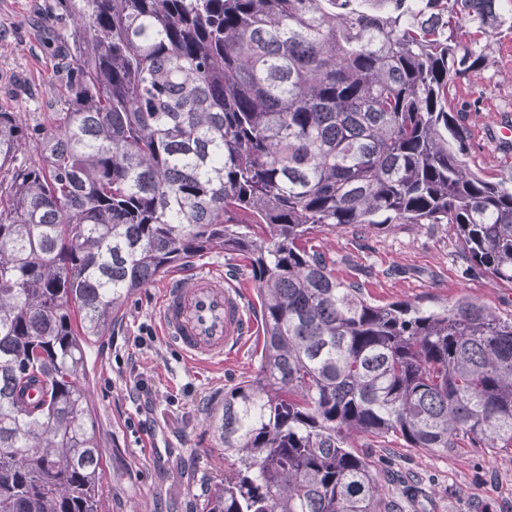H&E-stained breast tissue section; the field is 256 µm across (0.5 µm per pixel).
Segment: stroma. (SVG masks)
<instances>
[{"label": "stroma", "mask_w": 512, "mask_h": 512, "mask_svg": "<svg viewBox=\"0 0 512 512\" xmlns=\"http://www.w3.org/2000/svg\"><path fill=\"white\" fill-rule=\"evenodd\" d=\"M48 0H0V110L46 122L61 83L55 54L63 29L45 12ZM457 109L470 127V159L487 179L512 180V159L484 138L487 127L512 124V35L498 38L484 66L466 77ZM315 244L336 276L359 283L378 304L404 302L425 311L465 298L512 317V283L472 268L447 224H402L377 230L355 224L318 233ZM180 273L217 272L245 290L251 314L259 305L244 259L213 249L180 265ZM161 281L137 290L111 330L88 351L96 433L105 450L101 472L106 512H199L202 492L235 458L208 430V414L257 364L261 335L223 364L192 363L160 334ZM152 339L137 344V336ZM149 393L133 400L138 383ZM381 471L415 480L420 493L403 512H512V456L483 448L447 454L357 438Z\"/></svg>", "instance_id": "obj_1"}]
</instances>
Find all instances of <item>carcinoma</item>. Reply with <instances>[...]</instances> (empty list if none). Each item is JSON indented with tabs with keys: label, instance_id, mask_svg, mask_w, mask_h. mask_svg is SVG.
<instances>
[{
	"label": "carcinoma",
	"instance_id": "cac0c4a2",
	"mask_svg": "<svg viewBox=\"0 0 512 512\" xmlns=\"http://www.w3.org/2000/svg\"><path fill=\"white\" fill-rule=\"evenodd\" d=\"M74 26L46 124L0 111V512H105L87 349L219 247L262 313L209 416L237 466L201 512H398L355 437L512 453V318L339 280L313 236L449 224L512 282V184L449 93L512 34L498 0H52Z\"/></svg>",
	"mask_w": 512,
	"mask_h": 512
}]
</instances>
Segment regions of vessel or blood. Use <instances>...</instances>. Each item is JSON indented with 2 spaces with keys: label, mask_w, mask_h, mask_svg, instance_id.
I'll use <instances>...</instances> for the list:
<instances>
[{
  "label": "vessel or blood",
  "mask_w": 512,
  "mask_h": 512,
  "mask_svg": "<svg viewBox=\"0 0 512 512\" xmlns=\"http://www.w3.org/2000/svg\"><path fill=\"white\" fill-rule=\"evenodd\" d=\"M163 337L200 365L223 362L255 332L239 287L223 276L198 273L190 286L168 279L159 305Z\"/></svg>",
  "instance_id": "vessel-or-blood-1"
}]
</instances>
